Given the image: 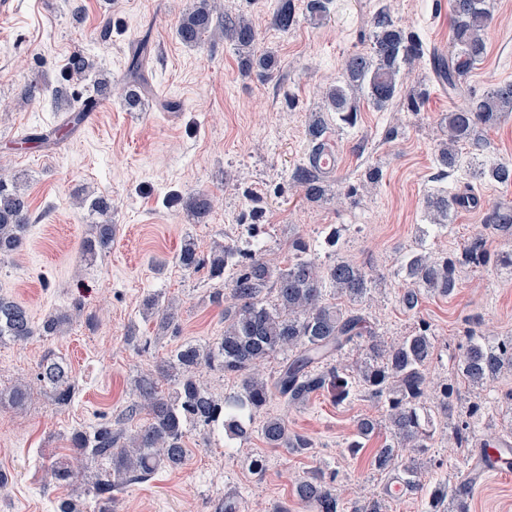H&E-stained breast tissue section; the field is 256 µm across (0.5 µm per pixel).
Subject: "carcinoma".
Masks as SVG:
<instances>
[{"instance_id":"carcinoma-1","label":"carcinoma","mask_w":512,"mask_h":512,"mask_svg":"<svg viewBox=\"0 0 512 512\" xmlns=\"http://www.w3.org/2000/svg\"><path fill=\"white\" fill-rule=\"evenodd\" d=\"M214 13L215 0H195L179 20L181 40L196 45L204 35L213 41L225 38L233 43L247 67L256 64L264 75L272 76L275 58L270 54L255 56L256 34L251 22L244 16L218 20ZM489 20L486 0H452L451 51L446 55L430 53L432 71L448 93L460 96L464 92L463 85L486 51L484 34ZM294 22L292 0H275L273 25L287 31ZM373 25L369 50L348 55L342 79L326 93V111L336 113L339 120L351 127L358 119L357 99L362 92L378 109L401 93L408 101L416 102V93L407 89L404 79L405 72L425 55L422 42L405 33L384 11L376 14ZM147 48L144 38L132 51L128 63L124 101L132 109L141 105V88L148 84ZM67 70L82 76L93 70V63L84 54L74 52L68 57ZM52 95L64 105V123L26 134L21 143L57 144L82 124L93 102L90 96L70 97L61 87L55 88ZM510 114L512 83L497 85L480 97H469L460 103L451 101L442 120L447 138L440 142L439 165L448 169L463 165L459 148L482 147V131ZM327 129L323 112L311 115L310 152L327 145ZM473 178L511 185L512 162L480 164L473 169ZM292 180L308 201L317 202L326 194L323 172L311 158L296 166ZM468 204L476 206L479 199L441 190L427 196L426 208L434 225L442 228L448 224L451 212ZM79 205L97 218L95 234L83 246V257L92 260L112 247V202L105 196H96L81 199ZM211 208V200L203 193L186 201V209L199 221ZM483 224L511 234L512 205L490 206L484 212ZM28 226V201L19 176L0 168V258L23 247ZM484 260V239L480 234L464 245L459 257H435L426 251L407 254L400 270L409 287L399 295L400 305L412 312L419 307L424 291L443 297L451 295L457 288V267ZM175 262L185 271L207 265L211 276L221 280L227 267H236L226 282L227 289L217 288L208 295L210 304L223 309L224 331L207 343L178 346L156 365L154 372L137 376L136 400L126 407L122 418L71 434L72 456L66 462L53 463L50 475L55 482L80 491V496L58 501L55 512H85L81 496L87 493L96 501L94 512H117V498L112 492L128 483L146 480L161 469L181 467L187 455V433L198 425L221 428L228 439L241 443L256 432L269 448L304 454L313 448L312 441L288 428L285 419L268 417L255 430L254 416L273 395L291 408H300L326 388L335 390L338 403L361 392L384 404L385 413L380 418L363 416L357 420V439L349 443L348 450L354 454L361 447L360 440L385 432V443L376 451L372 466L380 472H397L400 484L409 491L424 489L419 465L401 464L400 451H426L432 434L423 402L428 396H435L438 412L446 416L453 394L448 384H435L429 376L435 337L428 326L388 342L367 325L363 314L328 302L329 291L350 302L367 300L375 279L347 259L340 258L329 265L318 263L310 242L302 237L288 242V260L281 265L267 261L258 249L241 248L236 241L218 243L209 256L203 257L194 238L188 235ZM142 314L147 319H156L163 332L179 322L178 306L160 294L143 299ZM70 320L68 311L56 310L36 328L23 306L0 297V343L7 339L25 341L37 333L56 336ZM347 349L357 351L356 359L343 368L333 365L335 356ZM277 356L281 361L276 371L263 375L262 366ZM203 369L235 377L239 390L224 398L215 396L200 379ZM509 369L512 336L499 339L490 338L481 330L470 332L456 368L463 384L473 391L479 390ZM38 378L50 386L57 404L65 406L71 402L75 385L68 365L53 352L43 356ZM162 379L168 382L165 390L160 385ZM485 410L487 407L478 403L472 405L466 419L452 427L456 447H468ZM143 412L148 415L147 422L131 430L125 427V423ZM90 462L96 464L97 472L95 480L84 490L81 480ZM335 481V472L318 468L295 483L294 497L310 512H385L379 497L359 506H346ZM468 499L465 488L440 480L428 493L426 512H469Z\"/></svg>"}]
</instances>
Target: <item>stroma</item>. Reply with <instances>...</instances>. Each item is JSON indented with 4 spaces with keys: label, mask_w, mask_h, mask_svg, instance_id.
Returning <instances> with one entry per match:
<instances>
[{
    "label": "stroma",
    "mask_w": 512,
    "mask_h": 512,
    "mask_svg": "<svg viewBox=\"0 0 512 512\" xmlns=\"http://www.w3.org/2000/svg\"><path fill=\"white\" fill-rule=\"evenodd\" d=\"M451 3L330 0L318 21L308 0H293L295 23L283 32L271 23L270 0H216L218 12L252 19L259 51L277 60L267 79L256 67L242 72L231 41L191 46L179 38V19L192 0H10L0 14V101L9 106L0 112V167L22 177L30 227L23 248L0 261V296L26 307L34 324L58 309L68 310L72 321L59 336L0 343V512H54L68 490L51 480L49 467L69 455L71 432L115 420L133 399L137 375L184 342L222 333L221 311L207 301L216 280L204 268L180 269L175 257L188 234L204 256L215 243L239 238L253 210L262 212L258 242L266 258L286 260L289 240L300 236L322 264L343 257L371 274L376 288L362 309L386 340L428 325L436 339L433 382L451 381L470 330L487 325L497 336H512V267L502 262L512 253V236L482 228L483 207L512 203V185L478 181L468 168L438 164V127L449 99L428 61L407 76L408 87L423 94L419 110L403 97L382 109L364 98L355 126H330L338 165L328 176L324 200L307 201L291 179L309 152L311 113L324 109L345 57L368 50L376 13L386 10L426 50H446ZM487 4V54L467 83L476 95L512 82V0ZM106 26L112 37L104 41L100 32ZM144 38L150 48L144 106L132 110L110 95L94 121L59 145L19 143L21 133L61 122L51 97L21 99L24 86L94 93L92 79L67 74L76 51L88 52L110 84L122 83L127 58ZM166 101L177 102V109L161 111ZM373 168L380 179L370 184L366 174ZM443 189L473 191L482 206L459 209L449 227L428 228L425 198ZM199 192L219 199L200 222L184 205ZM100 195L112 202L116 235L111 250L88 263L81 246L95 232L94 219L75 199ZM334 230L339 238L331 247L325 239ZM480 230L486 263L461 266L454 295L423 296L416 313H405L398 303L407 286L399 271L403 254L425 249L454 256ZM153 292L179 305L177 329L163 334L155 320L143 318L140 303ZM132 332L148 347L129 341ZM49 351L67 363L76 384L69 405H57L37 377ZM18 383L30 390L19 408L8 401ZM511 392L512 371L479 391L456 386L451 417L439 415L433 422V441L422 456L425 481L456 480L481 444L476 438L470 447H449L448 420L466 418L476 403L492 408L497 419L510 418ZM382 412L381 404L360 396L336 404L326 390L300 409L272 398L266 415L284 418L290 429L309 436L310 453L269 448L255 435L230 456L225 434L197 428L187 439L185 465L124 485L117 493L119 512H215L228 491L237 494L238 512H269L287 500L293 512H306L293 500L292 482L319 466L336 472L346 502L377 495L386 512H423V499L391 494L392 476L373 469L371 458L384 435L365 441L357 454L347 451L356 438V419ZM255 455L266 459L260 477L249 468ZM469 504L470 512H512V473L471 486Z\"/></svg>",
    "instance_id": "1"
}]
</instances>
